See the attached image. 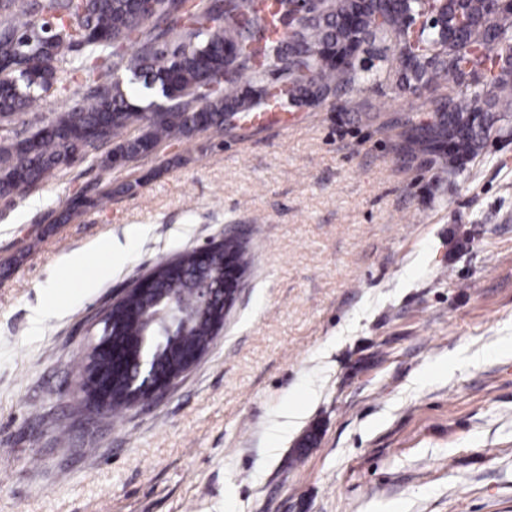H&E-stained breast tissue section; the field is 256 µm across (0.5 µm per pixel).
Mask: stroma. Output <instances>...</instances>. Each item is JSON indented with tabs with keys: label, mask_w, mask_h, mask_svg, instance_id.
Wrapping results in <instances>:
<instances>
[{
	"label": "stroma",
	"mask_w": 512,
	"mask_h": 512,
	"mask_svg": "<svg viewBox=\"0 0 512 512\" xmlns=\"http://www.w3.org/2000/svg\"><path fill=\"white\" fill-rule=\"evenodd\" d=\"M447 93L374 83L121 168L102 146L0 203V512H512V135L441 175L405 135ZM231 229L251 266L206 355L89 404L102 311Z\"/></svg>",
	"instance_id": "stroma-1"
}]
</instances>
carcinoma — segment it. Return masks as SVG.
I'll return each mask as SVG.
<instances>
[{
	"mask_svg": "<svg viewBox=\"0 0 512 512\" xmlns=\"http://www.w3.org/2000/svg\"><path fill=\"white\" fill-rule=\"evenodd\" d=\"M121 70L162 102L132 100ZM78 74L89 83L82 93L71 90ZM24 75L28 87L16 84ZM382 79L413 93L448 86L407 148L434 153L443 175L464 172L512 112V0H153L148 9L145 0H0V128L45 88L70 101L29 134L0 138V201L98 144H113L105 166H122L245 112H295ZM226 257L249 267L235 236L157 265V287L177 289L179 316L126 320L122 336L147 338L163 370L209 346L212 317L196 303L195 276L181 272L200 267L217 282Z\"/></svg>",
	"mask_w": 512,
	"mask_h": 512,
	"instance_id": "1",
	"label": "carcinoma"
}]
</instances>
